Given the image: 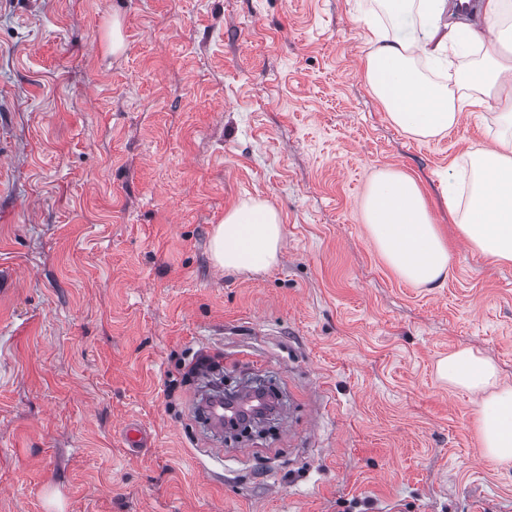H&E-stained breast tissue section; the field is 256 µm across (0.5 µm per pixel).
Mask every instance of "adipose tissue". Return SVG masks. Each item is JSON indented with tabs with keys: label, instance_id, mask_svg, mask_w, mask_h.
<instances>
[{
	"label": "adipose tissue",
	"instance_id": "ef3b65f1",
	"mask_svg": "<svg viewBox=\"0 0 512 512\" xmlns=\"http://www.w3.org/2000/svg\"><path fill=\"white\" fill-rule=\"evenodd\" d=\"M394 33H382L366 56L365 77L391 122L407 135L429 140L456 130L465 107L495 104L498 129L491 144L468 155L465 197L444 181L457 229L475 249L512 262V0H486L487 28L448 25L447 0H378ZM469 53L448 81L424 67L442 54ZM370 234L388 264L406 282L432 288L449 273L448 245L429 212L421 185L395 171L379 173L365 199ZM282 242L278 212L264 202L228 211L210 242L218 267L257 273L277 264ZM449 385L483 394L479 427L484 455L512 462V387L498 383L495 365L470 350L437 365Z\"/></svg>",
	"mask_w": 512,
	"mask_h": 512
}]
</instances>
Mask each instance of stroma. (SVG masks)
I'll return each mask as SVG.
<instances>
[{
  "label": "stroma",
  "mask_w": 512,
  "mask_h": 512,
  "mask_svg": "<svg viewBox=\"0 0 512 512\" xmlns=\"http://www.w3.org/2000/svg\"><path fill=\"white\" fill-rule=\"evenodd\" d=\"M376 11L0 0V512H512L480 396L436 374L470 349L512 386V263L474 251L441 194L493 114L430 141L394 126L365 78ZM383 171L425 191L438 287L370 235ZM251 200L280 215L279 261L221 270L214 227ZM199 353L274 384V434L199 427L177 370Z\"/></svg>",
  "instance_id": "stroma-1"
}]
</instances>
